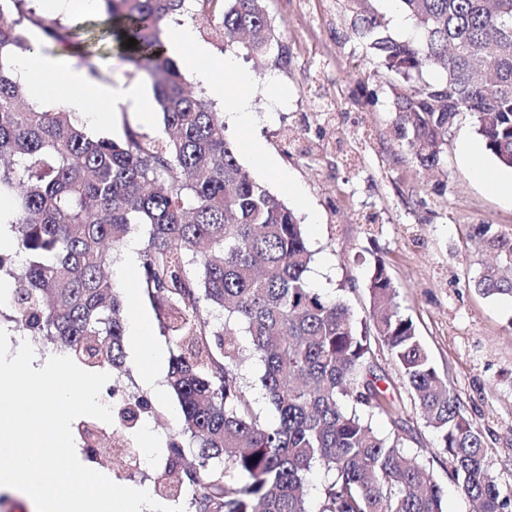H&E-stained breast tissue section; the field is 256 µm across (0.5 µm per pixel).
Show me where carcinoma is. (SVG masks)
<instances>
[{
    "label": "carcinoma",
    "instance_id": "obj_1",
    "mask_svg": "<svg viewBox=\"0 0 512 512\" xmlns=\"http://www.w3.org/2000/svg\"><path fill=\"white\" fill-rule=\"evenodd\" d=\"M352 35L392 76L395 135L422 168L444 161L448 130L476 118L485 149L512 168V0H401L418 36L400 40L370 0H348ZM101 37L150 83L167 137L128 128L121 139L92 137L75 113L25 101L15 79L22 26L48 42L62 27L25 0H0V223L14 246L0 248V274L14 280L12 319L76 363L127 375V302L108 268L126 237L144 229L140 289L173 345L168 385L181 406L180 437L166 448L167 478L154 496L183 512H444V493L397 434L371 424L401 417L381 388L371 339L386 345L448 456V479L479 512H512V492L487 472L482 432L448 388L396 303L382 261L368 278L369 321L310 287L313 252L288 206L239 163L224 122L185 88L164 51L169 17L220 15L223 36H245L247 54L270 57L265 0H101ZM136 46L126 47L128 39ZM437 70L441 78L421 80ZM472 240L497 262L474 280L487 298H512V236L478 224ZM224 313V326L204 318ZM249 336L275 411L259 421L241 381L234 325ZM151 402L121 403L136 425ZM327 474L320 507L309 473Z\"/></svg>",
    "mask_w": 512,
    "mask_h": 512
}]
</instances>
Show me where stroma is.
<instances>
[{"label": "stroma", "instance_id": "obj_1", "mask_svg": "<svg viewBox=\"0 0 512 512\" xmlns=\"http://www.w3.org/2000/svg\"><path fill=\"white\" fill-rule=\"evenodd\" d=\"M275 39L289 51L286 65L258 64L238 46L214 36L219 17L170 19L187 24L213 52V73L235 86L225 71V55H233L255 78L244 88L258 117L253 130L225 123L226 137L238 148L242 167L261 178L259 163L245 146L260 140L284 172L285 181H268V189L296 215L314 260L312 288L343 299L355 319L369 307L366 288L375 259H383L396 286L401 312L412 319L438 372L459 396L469 418L481 430L487 469L503 490H512V299H492L472 286L489 256L472 245L474 225L512 235V204L496 186L476 181L472 164L498 169L476 132L473 116L461 115L448 132L442 172L422 170L394 136L390 77L372 56L346 40L350 13L346 0H266ZM92 62L96 80L113 86L151 87L141 72L122 58L110 40L96 43ZM288 88L285 100L272 101L269 81ZM164 136L160 117L144 123L137 108L118 105L98 123L85 124L94 136L118 137L124 127ZM474 147L464 160L465 147ZM143 241L132 233L115 264L114 282L128 303L130 316L149 320L148 340L161 353L156 367L168 372L170 345L154 325L150 306L139 297V271L129 268ZM243 360L239 371L262 420L274 411L260 386L263 366L247 336H240ZM374 361L384 388L404 421L403 446L428 463L445 490V512H474L469 498L448 479V461L436 436L426 428L418 405L388 348L373 341ZM130 377H110L118 393L149 399L151 413L134 427L121 420L101 424L107 441L99 452L111 455L107 471L114 482L128 485L127 461L118 445L137 449L142 461L141 487L151 488L161 475L165 449L180 430L181 409L167 384L150 389L143 383L146 362L127 353Z\"/></svg>", "mask_w": 512, "mask_h": 512}]
</instances>
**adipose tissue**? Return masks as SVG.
Returning a JSON list of instances; mask_svg holds the SVG:
<instances>
[{"label":"adipose tissue","mask_w":512,"mask_h":512,"mask_svg":"<svg viewBox=\"0 0 512 512\" xmlns=\"http://www.w3.org/2000/svg\"><path fill=\"white\" fill-rule=\"evenodd\" d=\"M165 49L170 57L181 62L185 73L205 85L212 97L222 100L231 96V91L224 82L213 76L210 69V49L198 39L192 28H174L165 42ZM15 65L21 75L38 76L39 81L35 86L38 98L48 102L59 101L61 107L79 115L85 114L86 106L90 103L108 109L130 101L142 111L150 109L149 102L142 97L137 87L116 89L112 85L98 82L83 69L64 58L46 55L37 46L30 50L17 51ZM58 82L71 88L70 97L57 99L53 87Z\"/></svg>","instance_id":"adipose-tissue-1"}]
</instances>
